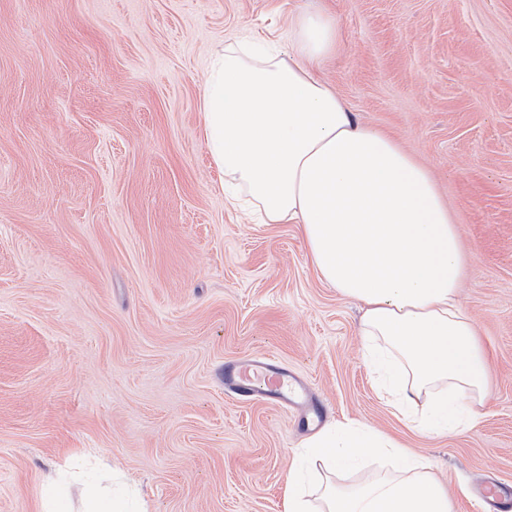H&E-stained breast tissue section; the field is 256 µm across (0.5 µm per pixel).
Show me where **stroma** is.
<instances>
[{
  "instance_id": "obj_1",
  "label": "stroma",
  "mask_w": 512,
  "mask_h": 512,
  "mask_svg": "<svg viewBox=\"0 0 512 512\" xmlns=\"http://www.w3.org/2000/svg\"><path fill=\"white\" fill-rule=\"evenodd\" d=\"M307 0H0V512H69L121 483L148 512H283L309 430L224 391L276 355L478 512L512 489V0H322L325 77L433 174L464 249L461 301L490 370L473 424L426 434L379 394L359 302L300 228L224 203L199 100L213 48L280 40Z\"/></svg>"
}]
</instances>
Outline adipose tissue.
Wrapping results in <instances>:
<instances>
[{
    "label": "adipose tissue",
    "instance_id": "1",
    "mask_svg": "<svg viewBox=\"0 0 512 512\" xmlns=\"http://www.w3.org/2000/svg\"><path fill=\"white\" fill-rule=\"evenodd\" d=\"M341 45L335 17L312 5L290 19L286 43L237 36L211 52L205 145L228 204L299 225L319 277L361 303L365 357L389 404L421 430L452 432L474 419L488 375L459 302V232L427 169L361 125L326 82ZM310 446L339 469L368 455L397 466L355 485L325 483L313 504L289 489L284 512H454L430 465L382 433L326 428Z\"/></svg>",
    "mask_w": 512,
    "mask_h": 512
}]
</instances>
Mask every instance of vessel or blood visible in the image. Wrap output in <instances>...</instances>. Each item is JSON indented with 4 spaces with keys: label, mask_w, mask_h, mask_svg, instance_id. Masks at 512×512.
<instances>
[{
    "label": "vessel or blood",
    "mask_w": 512,
    "mask_h": 512,
    "mask_svg": "<svg viewBox=\"0 0 512 512\" xmlns=\"http://www.w3.org/2000/svg\"><path fill=\"white\" fill-rule=\"evenodd\" d=\"M224 390L250 401L283 406L302 404L311 422L318 424L323 419V408L318 401L308 398L304 380L273 355L225 362Z\"/></svg>",
    "instance_id": "b4317fda"
}]
</instances>
